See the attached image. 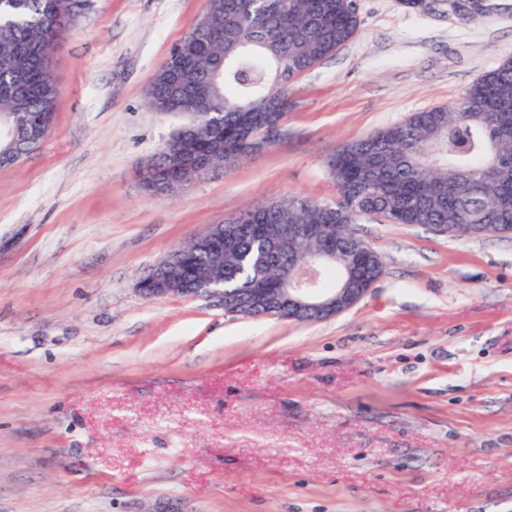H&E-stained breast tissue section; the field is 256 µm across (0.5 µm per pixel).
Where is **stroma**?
<instances>
[{"mask_svg": "<svg viewBox=\"0 0 512 512\" xmlns=\"http://www.w3.org/2000/svg\"><path fill=\"white\" fill-rule=\"evenodd\" d=\"M355 2L273 143L172 195L144 179L191 117L144 90L203 0L64 20L54 125L0 168V512H512V237L363 220L383 275L315 323L137 290L208 225L333 201L330 154L512 58V0Z\"/></svg>", "mask_w": 512, "mask_h": 512, "instance_id": "35a3bbf8", "label": "stroma"}]
</instances>
